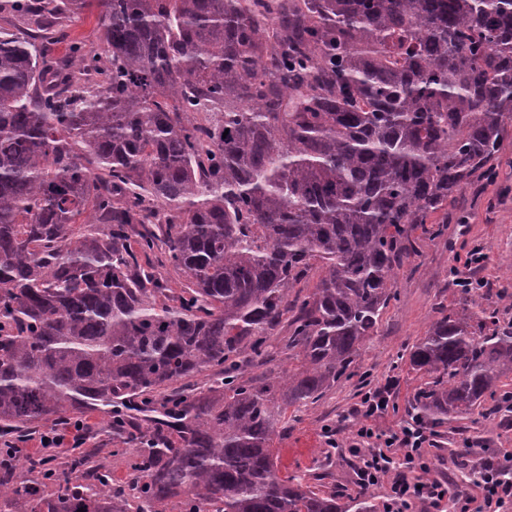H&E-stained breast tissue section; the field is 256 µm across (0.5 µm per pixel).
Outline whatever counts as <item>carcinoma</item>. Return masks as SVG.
Segmentation results:
<instances>
[{"mask_svg": "<svg viewBox=\"0 0 512 512\" xmlns=\"http://www.w3.org/2000/svg\"><path fill=\"white\" fill-rule=\"evenodd\" d=\"M98 10L105 86L45 32ZM0 437L99 411L126 487L0 462V512H375L272 448L395 298L413 233L512 124V0H0ZM159 251L177 295L138 254ZM313 270L304 297L288 293ZM456 289L407 350L430 428L512 412V320ZM288 320L297 368L245 377ZM493 404L485 406L487 400Z\"/></svg>", "mask_w": 512, "mask_h": 512, "instance_id": "cac0c4a2", "label": "carcinoma"}]
</instances>
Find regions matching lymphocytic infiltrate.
<instances>
[{
  "label": "lymphocytic infiltrate",
  "mask_w": 512,
  "mask_h": 512,
  "mask_svg": "<svg viewBox=\"0 0 512 512\" xmlns=\"http://www.w3.org/2000/svg\"><path fill=\"white\" fill-rule=\"evenodd\" d=\"M394 382L370 387L356 406L359 421L348 448L355 458L362 487L386 485L383 512H415L449 502L452 512H512V461L493 456L482 464L476 494L451 495L449 481L431 477L428 450L431 433L420 421L404 420L398 428L382 430L377 421L393 405Z\"/></svg>",
  "instance_id": "f902f5d3"
}]
</instances>
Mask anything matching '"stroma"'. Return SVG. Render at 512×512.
<instances>
[{
	"mask_svg": "<svg viewBox=\"0 0 512 512\" xmlns=\"http://www.w3.org/2000/svg\"><path fill=\"white\" fill-rule=\"evenodd\" d=\"M65 36L46 46L49 57L69 55L72 45H80L88 56H103L96 31V15L89 12L66 23ZM490 175L475 176L471 184L448 207V222L439 234L416 232L415 255L404 259L397 273L395 299L383 310L378 327L351 367L350 379L340 381L318 403L301 409L298 422L278 430L274 446L281 459L282 474L306 475L310 484L344 494H356L352 457L340 446L346 443L358 421L355 406L367 385L394 378L395 407L379 420L383 429L397 428L406 417V407L421 387L422 374L402 366L399 356L407 346L425 336L442 311L452 307L454 284L449 268L456 256L478 243L487 255L482 267L473 269L472 278L484 280L487 287L512 289V126L508 127L500 151L490 164ZM336 431L338 448L329 447L324 427ZM472 440L473 462H482L489 453L512 454V424L476 418L451 423L433 436L432 468L438 475H453L454 488L469 491L461 480L455 454L464 440Z\"/></svg>",
	"mask_w": 512,
	"mask_h": 512,
	"instance_id": "1",
	"label": "stroma"
}]
</instances>
